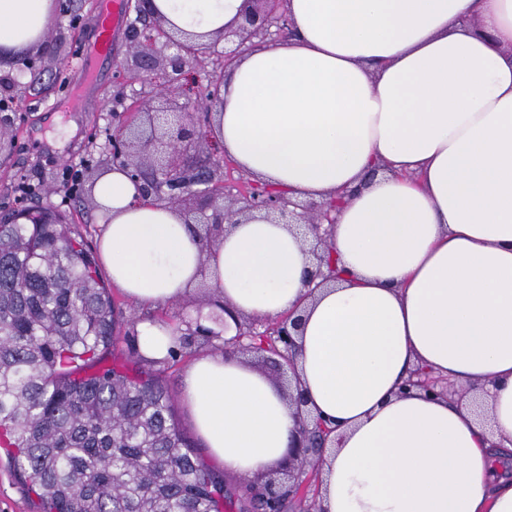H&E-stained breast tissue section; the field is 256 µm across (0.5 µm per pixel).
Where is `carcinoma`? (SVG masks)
<instances>
[{
    "mask_svg": "<svg viewBox=\"0 0 512 512\" xmlns=\"http://www.w3.org/2000/svg\"><path fill=\"white\" fill-rule=\"evenodd\" d=\"M123 313L80 231L0 219V439L41 512H224L160 368L108 364Z\"/></svg>",
    "mask_w": 512,
    "mask_h": 512,
    "instance_id": "obj_1",
    "label": "carcinoma"
}]
</instances>
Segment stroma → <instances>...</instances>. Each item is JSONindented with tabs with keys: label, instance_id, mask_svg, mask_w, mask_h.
<instances>
[{
	"label": "stroma",
	"instance_id": "1",
	"mask_svg": "<svg viewBox=\"0 0 512 512\" xmlns=\"http://www.w3.org/2000/svg\"><path fill=\"white\" fill-rule=\"evenodd\" d=\"M95 33L93 0H67L66 9L53 11L46 32L50 45L30 50L34 69L13 91V137L0 143V216L26 207L48 208L77 225L92 246L100 232L93 185L112 166L113 98L121 93L132 103L148 89L132 77L137 61L124 32L106 56L95 60L94 71L84 68L81 51L94 41ZM71 164L79 169L75 183L65 175ZM22 176L32 185V192L20 193ZM109 294L125 318L112 358L132 368L138 365L141 321L154 318L178 327L187 321L190 310L201 305L215 310L223 302L216 290L207 287L153 308L135 304L116 288ZM213 349V344L196 340L191 354L165 373L179 426L194 441L199 435L190 409L179 396L181 378L195 356ZM36 510L34 495L0 448V512Z\"/></svg>",
	"mask_w": 512,
	"mask_h": 512
}]
</instances>
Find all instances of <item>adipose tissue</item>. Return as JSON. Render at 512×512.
Returning a JSON list of instances; mask_svg holds the SVG:
<instances>
[{
	"label": "adipose tissue",
	"mask_w": 512,
	"mask_h": 512,
	"mask_svg": "<svg viewBox=\"0 0 512 512\" xmlns=\"http://www.w3.org/2000/svg\"><path fill=\"white\" fill-rule=\"evenodd\" d=\"M245 0H153L205 43ZM293 34L246 51L223 78L211 134L253 178L298 198L350 191L330 228L339 271L309 292L305 235L256 219L206 245L165 203L144 204L119 166L94 185L100 259L138 304L201 283L235 316L302 317L298 374L336 446L319 512H512V473L454 399L398 394L423 367L488 390L512 447V0H288ZM52 0H0V52L40 42ZM161 360L173 327L142 322ZM181 397L225 472L277 468L298 434L278 384L236 355L204 354Z\"/></svg>",
	"instance_id": "1"
}]
</instances>
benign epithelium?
I'll return each mask as SVG.
<instances>
[{
  "label": "benign epithelium",
  "mask_w": 512,
  "mask_h": 512,
  "mask_svg": "<svg viewBox=\"0 0 512 512\" xmlns=\"http://www.w3.org/2000/svg\"><path fill=\"white\" fill-rule=\"evenodd\" d=\"M251 8L245 14L244 23L236 30L226 31L207 44L196 46L183 40L178 33L166 28L154 15L152 0H136V18L130 27V50L140 59L143 73L152 70V57L168 51L167 60L172 76L157 86L158 95L165 107L161 112H151L137 104L128 108L136 112L137 120H121L112 139L115 164L127 170L137 184L140 199L144 202H164L179 209L184 222L197 225L198 235L210 240L226 230L229 224H237L242 218L259 213L276 224H303L313 235L309 248L312 257L307 271V285L316 280L330 278L333 272L328 253V230L324 224H333L331 213L341 200L299 202L283 193L267 187L258 180L238 173L232 188L219 190L223 180L216 179L211 158H201L200 144L205 136L197 130V121L189 112V105L181 101L179 80L183 68L189 62L203 65L208 61L229 69L258 39L274 44L290 29L286 0H249ZM234 36L237 41L230 47H217L221 39ZM220 98L219 87L210 86L203 92L197 111L209 113ZM201 197L206 208L193 212L179 207L183 197ZM237 335L232 339L233 351L253 353L262 359H272L283 367L281 375L295 371L296 340L301 318L289 312L271 320L258 330L253 323L244 324L236 319ZM413 388L431 396H445L448 386L438 382L420 369L400 386L404 393ZM288 400L295 407L300 432L287 449L284 474L288 486L268 480L261 487H253L250 493H260L256 503L260 512H281L280 502L297 496L303 489L300 477L308 468L321 464L324 448L331 442L332 429L321 417L305 410L307 398L300 383L288 386Z\"/></svg>",
  "instance_id": "obj_1"
}]
</instances>
